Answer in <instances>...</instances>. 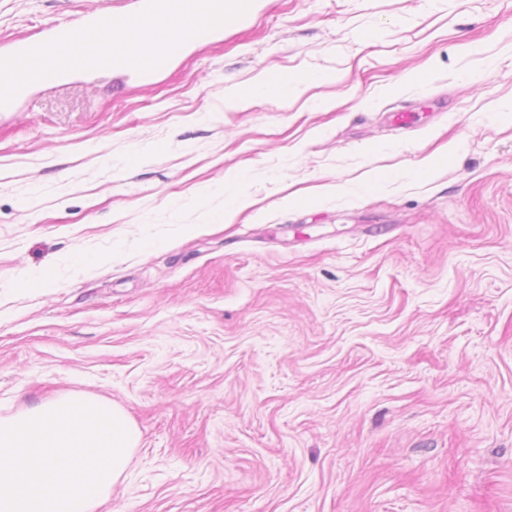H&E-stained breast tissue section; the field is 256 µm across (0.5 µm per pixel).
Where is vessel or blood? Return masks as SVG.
Returning a JSON list of instances; mask_svg holds the SVG:
<instances>
[{"label": "vessel or blood", "mask_w": 512, "mask_h": 512, "mask_svg": "<svg viewBox=\"0 0 512 512\" xmlns=\"http://www.w3.org/2000/svg\"><path fill=\"white\" fill-rule=\"evenodd\" d=\"M205 13L203 26L178 27L183 15ZM140 22L175 27V34L162 41L135 40L128 48L132 30L125 19L104 12L96 16V30H110L112 43L90 39L79 30L57 25L37 40H15L7 53L0 54V110L8 108L38 84L59 82L78 71L120 69L138 76H150L164 70L188 43L207 36L223 25L220 0H142Z\"/></svg>", "instance_id": "1"}]
</instances>
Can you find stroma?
<instances>
[{
	"instance_id": "stroma-1",
	"label": "stroma",
	"mask_w": 512,
	"mask_h": 512,
	"mask_svg": "<svg viewBox=\"0 0 512 512\" xmlns=\"http://www.w3.org/2000/svg\"><path fill=\"white\" fill-rule=\"evenodd\" d=\"M69 393L140 433L98 512H512V0H252L0 111V419Z\"/></svg>"
}]
</instances>
